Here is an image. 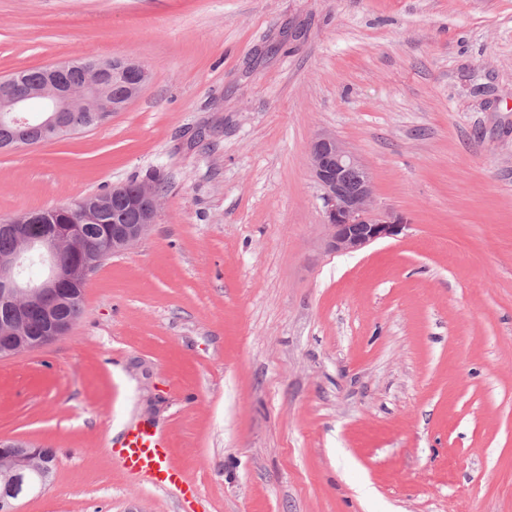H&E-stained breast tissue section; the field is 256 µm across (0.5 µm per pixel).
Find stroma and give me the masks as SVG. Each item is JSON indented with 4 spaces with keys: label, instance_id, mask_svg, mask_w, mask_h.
Listing matches in <instances>:
<instances>
[{
    "label": "stroma",
    "instance_id": "stroma-1",
    "mask_svg": "<svg viewBox=\"0 0 512 512\" xmlns=\"http://www.w3.org/2000/svg\"><path fill=\"white\" fill-rule=\"evenodd\" d=\"M130 57L126 110L0 153V222L158 174L57 340L0 359L17 512H512V0H0V77ZM336 134L398 237L337 255ZM157 426L195 495L111 446ZM0 456L5 465L0 469V511L12 512L13 501L23 497L22 491L36 473L34 459L39 456V448L23 442H0ZM38 481L37 476H33Z\"/></svg>",
    "mask_w": 512,
    "mask_h": 512
}]
</instances>
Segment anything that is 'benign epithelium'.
<instances>
[{"instance_id": "benign-epithelium-1", "label": "benign epithelium", "mask_w": 512, "mask_h": 512, "mask_svg": "<svg viewBox=\"0 0 512 512\" xmlns=\"http://www.w3.org/2000/svg\"><path fill=\"white\" fill-rule=\"evenodd\" d=\"M84 73L80 86L67 83L64 77L73 69ZM42 78L35 84L24 83L12 75L0 79V120L18 131L41 128L44 141L61 139L74 132L69 124L71 112L91 113V124L103 123L114 112H119L135 99L149 81L148 70L133 58L93 59L70 57L41 68ZM121 80L127 83L124 100L106 109L101 107L108 86ZM310 166L314 178L323 190L325 208V245L336 254L359 251L382 239L395 238L409 225L408 218L391 209L375 205L371 173L361 158L335 134L318 133L309 148ZM127 208L135 214L134 224L112 225V253H124L148 233L155 223L159 208L158 196L145 184L139 195L127 201ZM76 239L81 229L77 224H62L56 233L46 235L28 244V251L36 252L48 263L46 277L39 282H25L18 278L16 266L0 267V296L11 301L14 294L25 296L27 302L43 308L46 328L43 337L33 340L26 336L27 307L13 306L9 310L17 335L0 342V358H10L34 350L64 335L71 324L58 318L55 305L61 300V289L79 278H87L92 263L82 262L78 267H63L53 261L56 254V235ZM39 449L23 442H0V457L5 465L0 468V512H12L14 501L23 497L22 491L36 473L34 459Z\"/></svg>"}]
</instances>
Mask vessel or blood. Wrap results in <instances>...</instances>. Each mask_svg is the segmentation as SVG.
Returning <instances> with one entry per match:
<instances>
[{"mask_svg":"<svg viewBox=\"0 0 512 512\" xmlns=\"http://www.w3.org/2000/svg\"><path fill=\"white\" fill-rule=\"evenodd\" d=\"M115 452L130 473L146 477L155 487H176L184 482L183 472L172 460L164 437L153 428L128 427Z\"/></svg>","mask_w":512,"mask_h":512,"instance_id":"b4317fda","label":"vessel or blood"}]
</instances>
